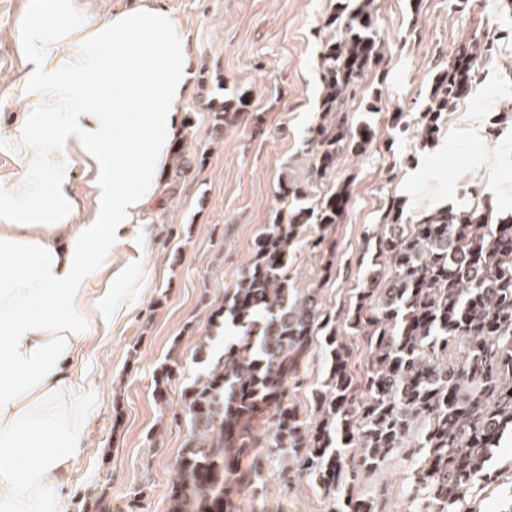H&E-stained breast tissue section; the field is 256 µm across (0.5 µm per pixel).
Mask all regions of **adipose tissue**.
I'll return each instance as SVG.
<instances>
[{
    "mask_svg": "<svg viewBox=\"0 0 512 512\" xmlns=\"http://www.w3.org/2000/svg\"><path fill=\"white\" fill-rule=\"evenodd\" d=\"M17 43L30 74L0 186V512H56L88 443L84 351L149 283L127 250L163 207L194 68L159 0L99 21L82 0H33Z\"/></svg>",
    "mask_w": 512,
    "mask_h": 512,
    "instance_id": "1",
    "label": "adipose tissue"
}]
</instances>
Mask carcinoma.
Wrapping results in <instances>:
<instances>
[{"mask_svg": "<svg viewBox=\"0 0 512 512\" xmlns=\"http://www.w3.org/2000/svg\"><path fill=\"white\" fill-rule=\"evenodd\" d=\"M375 0H336L319 53L321 122L312 129L309 174L315 185L285 180L272 223L253 244L252 265L212 316L238 336L186 390L191 429L176 461L169 512H236L225 493L231 481L258 493L262 467L239 465L247 447H232L257 410L276 407L266 458L286 487L306 476L329 512H390L386 492L358 491L394 458L405 468L403 512H461L467 497L494 484L488 466L496 443L512 431V247L495 228L512 213L481 201L403 224L400 202L385 207L380 229L365 234L371 275L347 305L328 308L318 289L302 294L290 278L292 246L312 226L321 234L344 214L346 192L331 183L336 158L362 153L369 122L349 120V101L364 73L382 59ZM490 46L470 43L448 55L435 75L422 131L434 133L456 106L457 87L471 81ZM240 98L215 106L216 126L238 111ZM278 258L267 260L269 243ZM388 266V273L376 271ZM366 347V369L351 367L342 336ZM321 341L326 369L312 388L314 415L288 401L295 376Z\"/></svg>", "mask_w": 512, "mask_h": 512, "instance_id": "obj_1", "label": "carcinoma"}]
</instances>
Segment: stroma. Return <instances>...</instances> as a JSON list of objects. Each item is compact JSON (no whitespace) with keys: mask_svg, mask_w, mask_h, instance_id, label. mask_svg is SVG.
Here are the masks:
<instances>
[{"mask_svg":"<svg viewBox=\"0 0 512 512\" xmlns=\"http://www.w3.org/2000/svg\"><path fill=\"white\" fill-rule=\"evenodd\" d=\"M31 0H0V179L13 172L8 126L27 69L18 51V24ZM192 34L193 92L184 115L183 168L165 172L167 207L150 216L139 235L152 268L134 312L116 323L108 339L93 338L85 360L96 375L97 395L87 397L91 448L77 458L62 512H169L176 459L189 434L185 388L206 363L197 345L209 338L219 355L230 332L214 330L211 315L224 303L246 268L257 235L279 205V182L302 178L311 130L319 120L318 67L322 25L335 0H164ZM376 26L384 58L363 85L377 92L382 110L373 115L375 137L367 152L336 162L337 186L348 202L330 232L328 249L312 247L314 232L296 243L291 278L298 289L320 290L328 307L342 305L350 288L364 280L365 233L377 224L388 197L401 202L405 220L421 206L410 168L425 181L446 184L448 206L475 193L493 207L512 211V6L507 0H377ZM491 40L478 71L491 92H470L443 114L430 142L417 123L433 89V76L448 52L473 40ZM223 89H216V80ZM244 93L238 112L215 128L212 110L224 95ZM481 116L484 131L465 132L466 116ZM172 377L163 389L166 406L155 400L162 369ZM512 436L493 452L497 485L468 500L471 512H499L512 491ZM265 487L235 497L238 512H327L322 492L309 478L283 486L272 469Z\"/></svg>","mask_w":512,"mask_h":512,"instance_id":"obj_1","label":"stroma"}]
</instances>
